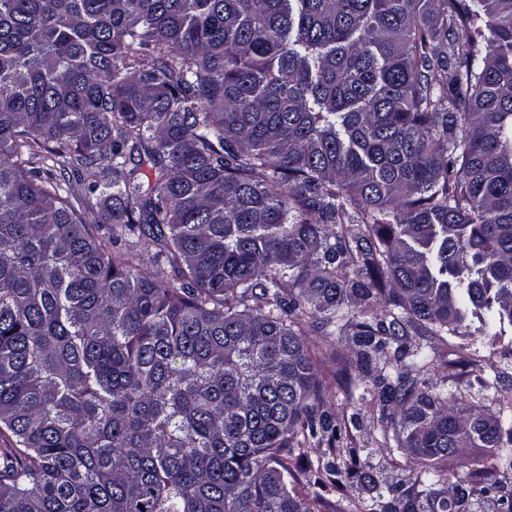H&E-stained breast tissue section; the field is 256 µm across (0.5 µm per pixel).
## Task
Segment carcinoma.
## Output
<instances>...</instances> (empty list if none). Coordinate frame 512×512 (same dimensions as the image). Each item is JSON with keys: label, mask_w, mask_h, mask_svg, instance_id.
<instances>
[{"label": "carcinoma", "mask_w": 512, "mask_h": 512, "mask_svg": "<svg viewBox=\"0 0 512 512\" xmlns=\"http://www.w3.org/2000/svg\"><path fill=\"white\" fill-rule=\"evenodd\" d=\"M471 317L512 325V0H0V512H512V427L419 378ZM306 339L314 358L318 376L327 389V408L340 419L343 416H349L354 407H361L359 395L362 393V388H358L352 392L353 396L351 397L348 393L342 391L337 384L344 363L353 356L350 344L345 340V336L339 341L336 338L335 356L332 350L325 349L324 341L320 336L309 335L306 336ZM395 457L397 461H392L390 458L387 461L383 459L381 454H378L369 459V461L373 465H377L380 461H383L385 465V475L389 478L406 480L409 484L414 482L416 477L420 475L422 469L420 459L408 454L402 456L396 452ZM365 498V494L356 486L347 484L343 491H335L327 495V504L320 509L323 512H360L366 505L361 503Z\"/></svg>", "instance_id": "obj_1"}]
</instances>
